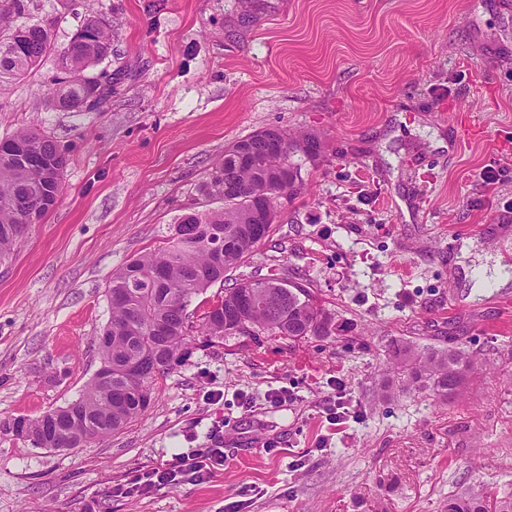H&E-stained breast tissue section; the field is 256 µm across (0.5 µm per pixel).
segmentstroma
<instances>
[{"label":"stroma","mask_w":512,"mask_h":512,"mask_svg":"<svg viewBox=\"0 0 512 512\" xmlns=\"http://www.w3.org/2000/svg\"><path fill=\"white\" fill-rule=\"evenodd\" d=\"M26 4L53 51L0 86V138L47 133L68 165L56 206L0 264V419L79 397L101 365L113 272L212 209L198 191L212 163L267 128L317 147L292 153L269 239L226 283L278 273L347 329L196 338L143 415L79 448L0 434V512H446L475 484L512 492V359L447 405L376 397L391 338L512 342V281L484 278L497 257L512 265V0ZM90 8L112 54L88 74H111L112 96L60 111L57 54ZM271 389L286 401L268 403ZM217 423L226 462L209 482L118 494Z\"/></svg>","instance_id":"35a3bbf8"}]
</instances>
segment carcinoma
Masks as SVG:
<instances>
[{"instance_id":"carcinoma-1","label":"carcinoma","mask_w":512,"mask_h":512,"mask_svg":"<svg viewBox=\"0 0 512 512\" xmlns=\"http://www.w3.org/2000/svg\"><path fill=\"white\" fill-rule=\"evenodd\" d=\"M25 10L24 0H11V8L0 12V28H12L0 40V84L26 76L51 49L42 26L14 25V18ZM111 53L108 24L98 16L87 18L59 54L62 77L53 94L54 106L83 110L99 87L86 71ZM277 135L287 140L288 152L280 155L252 144L254 165L238 158V148L251 144L252 137L226 149L199 185L201 195L224 201V207L179 218L167 246L112 273L107 291L111 318L99 340L101 364L112 365V379H91L77 400L36 418L0 419L1 434L26 439L36 448H79L111 436L149 408L153 382L191 345L190 332L196 326L188 313L192 299L257 255L272 231L270 224H254L260 195L288 191L297 177V171L284 167L290 151L314 144L301 134L291 138L279 129ZM15 145L30 147L35 165L22 163L12 152ZM66 165L65 154L43 132L19 130L0 139L1 263L10 258L28 227L58 202ZM196 327L208 341L261 330L294 339L329 338L344 330L336 315L318 306L301 284L279 277L228 286ZM386 352L392 377L382 390L384 397L428 390L446 403L459 397L469 373L494 369V359L452 346L419 347L393 339ZM447 512H512V492L468 487L448 495Z\"/></svg>"}]
</instances>
